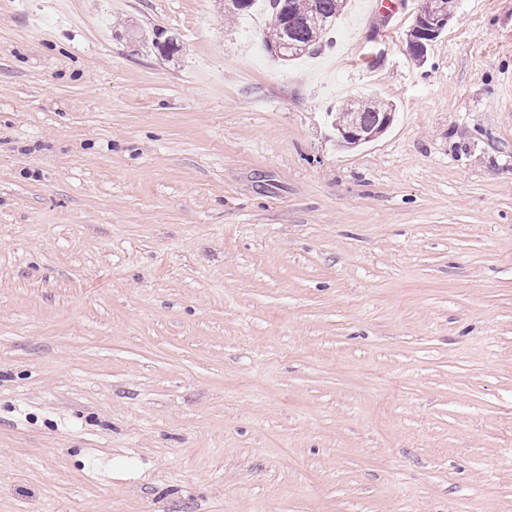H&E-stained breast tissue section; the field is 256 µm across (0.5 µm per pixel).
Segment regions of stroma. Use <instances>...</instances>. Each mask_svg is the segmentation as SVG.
Here are the masks:
<instances>
[{
    "label": "stroma",
    "mask_w": 512,
    "mask_h": 512,
    "mask_svg": "<svg viewBox=\"0 0 512 512\" xmlns=\"http://www.w3.org/2000/svg\"><path fill=\"white\" fill-rule=\"evenodd\" d=\"M372 3L0 0V512H512V0ZM346 0H268L271 33L266 46L279 51L283 61L319 52L330 46L324 38L334 28ZM292 42L310 43L312 52L296 54L288 48ZM440 1L441 5L447 4L448 15L451 12L452 0H425L422 6L421 14L414 26L418 30L417 34L433 36L441 32L448 26L449 17L442 14L438 9H432L428 12L431 2ZM428 12L424 15V13ZM339 112L342 113L341 116L336 118V126H345L355 121L368 133L374 134V137H376L390 125H382L380 120L384 112H392V105L382 104L376 100L349 102Z\"/></svg>",
    "instance_id": "1"
}]
</instances>
